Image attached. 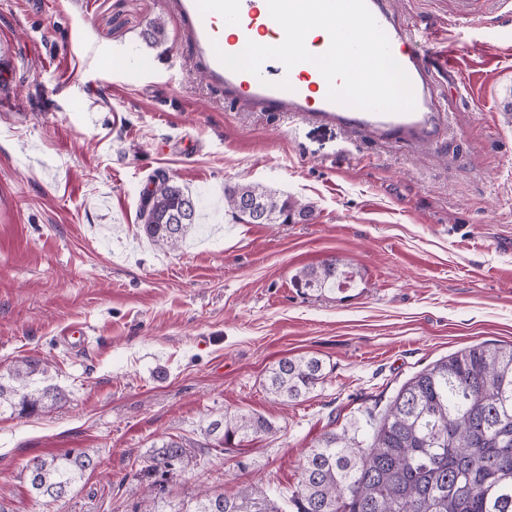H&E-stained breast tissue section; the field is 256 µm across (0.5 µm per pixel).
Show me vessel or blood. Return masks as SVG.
<instances>
[{"label":"vessel or blood","mask_w":512,"mask_h":512,"mask_svg":"<svg viewBox=\"0 0 512 512\" xmlns=\"http://www.w3.org/2000/svg\"><path fill=\"white\" fill-rule=\"evenodd\" d=\"M169 4L182 38L194 49L198 70L223 93L229 106L302 114L401 143L431 141L446 125L447 115L439 107L433 76L423 62L412 26L393 13L386 0H366V4L387 35L393 58L411 80L415 108L409 113L370 112L329 101L327 82L310 63L288 70L281 62L267 61L257 76L225 67L217 52L238 53L259 35L283 39L267 0H169ZM283 80L289 81V89L280 88Z\"/></svg>","instance_id":"b4317fda"}]
</instances>
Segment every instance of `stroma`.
Here are the masks:
<instances>
[{"mask_svg":"<svg viewBox=\"0 0 512 512\" xmlns=\"http://www.w3.org/2000/svg\"><path fill=\"white\" fill-rule=\"evenodd\" d=\"M482 4L468 17L453 0H389L419 28L448 115L410 146L226 107L168 0H0V369L39 357L65 393L0 415V512H136L154 442L203 440L227 413L275 431L199 454L164 498L242 482L283 493L323 434L383 411L442 357L512 343V13ZM157 18L166 37L151 44ZM159 170L202 211L176 251L140 232ZM249 182L311 203L312 221L235 223L224 188ZM337 257L354 288H294ZM71 326L92 337L82 352L60 340ZM285 356L320 358L326 378L279 404L263 385ZM83 451L97 468L44 510L23 465Z\"/></svg>","mask_w":512,"mask_h":512,"instance_id":"35a3bbf8","label":"stroma"}]
</instances>
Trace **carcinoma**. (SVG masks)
Returning <instances> with one entry per match:
<instances>
[{
  "instance_id": "cac0c4a2",
  "label": "carcinoma",
  "mask_w": 512,
  "mask_h": 512,
  "mask_svg": "<svg viewBox=\"0 0 512 512\" xmlns=\"http://www.w3.org/2000/svg\"><path fill=\"white\" fill-rule=\"evenodd\" d=\"M140 209L143 235L175 250L198 224V202L165 171L151 177ZM231 217L241 224H306L314 206L259 183L224 187ZM357 272L341 258L304 268L294 287L322 296L342 290ZM325 378L314 356L277 361L266 390L279 402L297 401ZM63 391L38 357L18 359L0 371V414L19 417L46 411ZM275 431L258 414L210 421L212 444L169 436L140 462L148 494L141 512H282L276 498L254 484L232 493L201 491L169 510L157 508L154 490L197 465L192 448L224 452ZM97 462L78 456H36L23 466L30 491L43 505L64 498ZM293 512H512V345L478 344L435 362L411 378L380 414H367L353 435L326 434L300 463L288 497Z\"/></svg>"
}]
</instances>
